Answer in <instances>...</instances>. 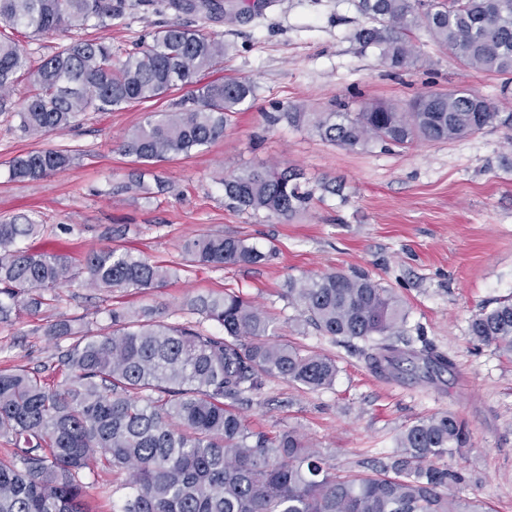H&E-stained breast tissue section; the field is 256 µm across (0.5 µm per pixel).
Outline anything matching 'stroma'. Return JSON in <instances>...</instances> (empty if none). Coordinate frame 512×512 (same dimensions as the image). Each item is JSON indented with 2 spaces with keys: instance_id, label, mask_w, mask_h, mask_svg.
Segmentation results:
<instances>
[{
  "instance_id": "35a3bbf8",
  "label": "stroma",
  "mask_w": 512,
  "mask_h": 512,
  "mask_svg": "<svg viewBox=\"0 0 512 512\" xmlns=\"http://www.w3.org/2000/svg\"><path fill=\"white\" fill-rule=\"evenodd\" d=\"M126 2L125 16L105 28L45 36L22 28L14 37L36 65L75 39L129 49L178 18L223 41L222 76L253 81L255 98L210 147L140 166L120 151L122 139L150 113L174 109L187 89L114 112L83 113L61 134L29 136L13 114L29 94V79L20 76L7 95L10 111L0 112V220H35L41 232L31 247L68 254L76 263L90 250L120 247L172 276L147 292L107 293L78 283L60 289L59 301L39 315L20 312L0 323V369L36 370L45 382L62 381L61 343L46 336L47 324L69 319L97 333L114 308L152 306L164 323L219 333L185 300L230 291L267 312L275 341L331 356L338 368L333 385L315 391L268 379L238 406L249 428H298L336 471L356 474L393 455L406 426L450 411L470 432L464 455L442 459L463 476L460 496L482 501L487 512H512V358L476 343L468 331L473 315L512 298V130L492 125L446 142L347 149L264 118L279 106L325 112L341 102L354 112L374 100L402 104L429 90L474 91L512 112V92L502 93L501 76L466 67L423 29L415 33L422 64L391 70L377 49L354 37L365 23L357 0H280L249 15L242 12L247 0H218V9L178 15L160 0ZM43 148L69 150L77 159L41 180L10 179L13 157ZM276 163L302 172L307 188L334 180L343 192L313 200L286 221L227 206L225 177ZM135 169L144 177L142 191L133 194L123 184ZM208 233L276 254L257 266H204L184 245ZM330 271H363L392 288L408 306L409 340L424 336L451 368L429 379L380 376L370 371L359 342H337L305 324L283 295L285 282ZM87 480L93 512H112L131 491L124 473L97 469Z\"/></svg>"
}]
</instances>
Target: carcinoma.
<instances>
[{"label":"carcinoma","mask_w":512,"mask_h":512,"mask_svg":"<svg viewBox=\"0 0 512 512\" xmlns=\"http://www.w3.org/2000/svg\"><path fill=\"white\" fill-rule=\"evenodd\" d=\"M366 24L355 37L379 50L394 71L416 67L414 32L425 26L465 66L512 83V0H358ZM126 0H0V111L17 74L27 71L29 96L15 111L26 135L63 132L84 112L115 111L196 86L171 112L147 116L120 144L141 162L188 154L224 138L232 118L255 96L238 77L197 85L199 73L223 63L224 42L180 21L150 35L124 56L95 40H74L28 67L16 40L2 28L37 36L85 26L109 27L125 15ZM268 123L306 127L322 140L355 149L372 142L405 148L450 141L499 123L512 127L482 95L468 91L418 93L405 104L375 101L357 112H306L281 107ZM66 150L45 148L14 157L15 181L44 179L74 164ZM293 168L260 166L224 179V197L239 211L288 219L307 209L313 193ZM40 225L0 222V321L13 310L36 314L58 290L80 281L110 292L161 287L168 269L120 248L90 251L80 265L63 254L21 247ZM204 265L262 264L270 254L222 235L185 245ZM284 294L322 335L359 340L369 367L392 374L441 371L450 365L424 343L410 357L397 342L407 335V310L390 288L364 274L328 272L288 279ZM190 306L222 334L164 324L154 310L110 311L104 333L70 321L50 322L45 334L69 341L60 352L64 384L49 387L26 369L0 370V436L14 448L0 458V512H90L94 468L125 470L134 494L122 512H483L454 486L461 475L439 464L463 454L465 424L452 412L417 420L396 437L397 451L367 475H342L295 428L274 435L251 431L231 403L259 393L269 378L309 390L333 384L336 361L270 341L273 320L234 293L198 296ZM470 335L512 356V300L474 315Z\"/></svg>","instance_id":"cac0c4a2"}]
</instances>
